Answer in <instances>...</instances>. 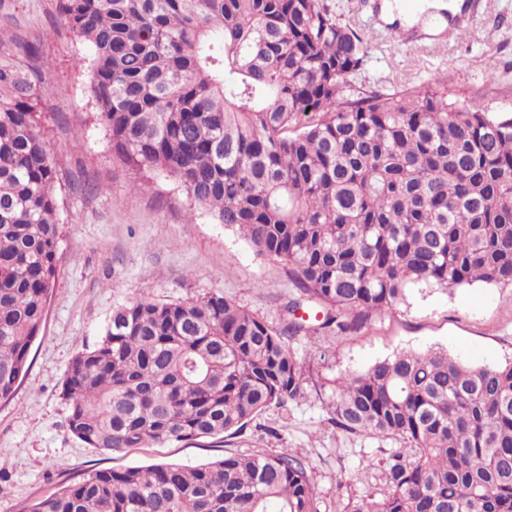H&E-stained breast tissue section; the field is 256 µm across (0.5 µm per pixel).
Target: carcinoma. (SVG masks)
<instances>
[{"instance_id": "1", "label": "carcinoma", "mask_w": 512, "mask_h": 512, "mask_svg": "<svg viewBox=\"0 0 512 512\" xmlns=\"http://www.w3.org/2000/svg\"><path fill=\"white\" fill-rule=\"evenodd\" d=\"M91 48L96 119L125 162L182 185L293 273L280 327L222 294L112 313L63 383L91 448L224 440L300 400L295 336L362 330L413 288L512 286V117L440 81H350L371 42L324 0H58ZM41 77L0 55V403L25 376L57 263ZM308 305L309 318L292 309ZM336 427L402 447L350 512H512V360L401 351L333 381ZM19 512H316L304 462L87 470Z\"/></svg>"}]
</instances>
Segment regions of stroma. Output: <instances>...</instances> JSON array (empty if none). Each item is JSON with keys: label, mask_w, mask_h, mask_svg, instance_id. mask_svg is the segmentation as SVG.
I'll list each match as a JSON object with an SVG mask.
<instances>
[{"label": "stroma", "mask_w": 512, "mask_h": 512, "mask_svg": "<svg viewBox=\"0 0 512 512\" xmlns=\"http://www.w3.org/2000/svg\"><path fill=\"white\" fill-rule=\"evenodd\" d=\"M384 2L326 0L341 24L372 44L356 84L391 94L435 78L461 100L491 108L512 103V0H480L472 26L450 41L438 37L434 11L410 24L398 15L384 18ZM396 29L405 41L393 40ZM20 36L42 43L40 60L17 49ZM1 52L22 70L42 72L43 132L58 169L59 236L54 290L31 365L13 398L0 403V512H18L90 469L195 466L231 452L284 448L306 464L317 512H346L379 487L380 461L400 443L332 425L327 381L403 350L441 348L479 365L512 359V288L478 282L451 291L415 289L358 333L290 340L310 372L303 398L270 409L237 436L112 452L83 444L67 426L63 382L73 356L100 340L117 307L144 296L172 302L221 293L275 324L296 290L287 265L257 254L237 230L192 208L182 186L117 156L95 117L90 49L62 22L56 0H0Z\"/></svg>", "instance_id": "obj_1"}]
</instances>
